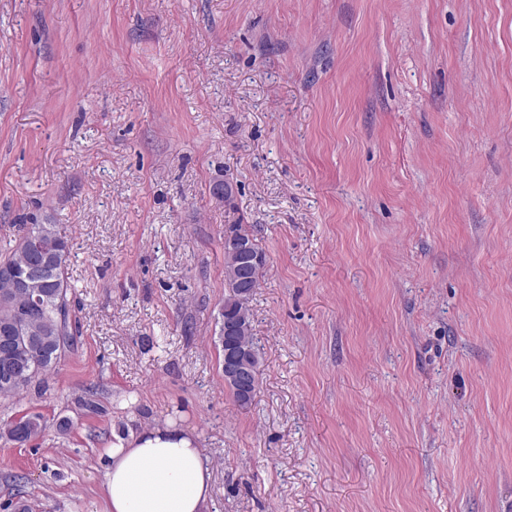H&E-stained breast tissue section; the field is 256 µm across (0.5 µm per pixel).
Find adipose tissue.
<instances>
[{
  "label": "adipose tissue",
  "mask_w": 512,
  "mask_h": 512,
  "mask_svg": "<svg viewBox=\"0 0 512 512\" xmlns=\"http://www.w3.org/2000/svg\"><path fill=\"white\" fill-rule=\"evenodd\" d=\"M211 469L174 423L131 433L108 455L107 512H206Z\"/></svg>",
  "instance_id": "obj_1"
}]
</instances>
